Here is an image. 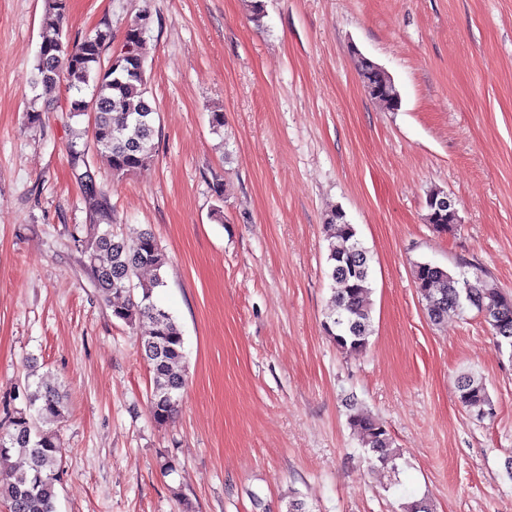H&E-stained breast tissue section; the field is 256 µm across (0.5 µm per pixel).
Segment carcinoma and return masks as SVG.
<instances>
[{"label": "carcinoma", "mask_w": 512, "mask_h": 512, "mask_svg": "<svg viewBox=\"0 0 512 512\" xmlns=\"http://www.w3.org/2000/svg\"><path fill=\"white\" fill-rule=\"evenodd\" d=\"M46 6L57 22L40 33L30 79L34 97L29 104V120L40 121L38 101L54 99L63 87L69 95L71 116L94 113L93 148L106 158L114 179L147 166L154 157L157 119L147 96L144 55L150 16L145 13L131 23L119 50L105 61L103 56L112 46L108 24H100L74 44L62 24L67 0H46ZM358 72L371 99L398 107L399 94L388 73L371 67H360ZM86 149L83 131L72 130L68 152L84 203L93 224L108 226L103 232L94 231L85 241V268L105 304L112 308V316L139 336V348L151 374V414L163 425L177 412L185 386L182 331L173 316L153 300L155 289L164 286L161 270L167 257L148 230L132 242L114 232L107 195L88 173ZM426 220L442 232L453 230L456 223L448 210L430 205ZM324 227L328 276L335 284L324 330L336 347L357 355L366 349L373 333L370 256L343 210H332ZM145 269L153 272L152 277L134 282ZM413 278L430 322L439 325L448 315L467 307L488 312V325L497 343L512 348V297L489 279L477 273L471 278L465 272L451 273L431 262L416 263ZM21 392L25 407L0 421V500L8 504L9 512H56V485L63 474L64 454L59 427L67 419L64 395L57 386L36 380L30 373ZM458 392L461 404L474 416L482 419L492 413V401L482 381L463 376ZM348 423L375 466L397 470L400 452L381 421L354 401L349 405ZM15 452L27 456L25 468L11 463Z\"/></svg>", "instance_id": "obj_1"}]
</instances>
